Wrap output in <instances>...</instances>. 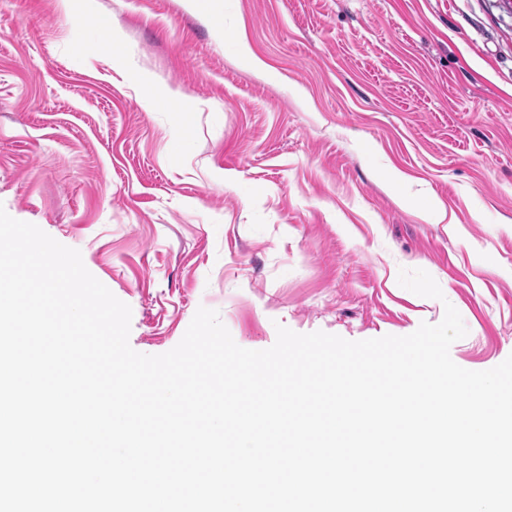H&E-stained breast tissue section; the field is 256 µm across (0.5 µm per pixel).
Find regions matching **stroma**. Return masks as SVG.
<instances>
[{
	"instance_id": "obj_1",
	"label": "stroma",
	"mask_w": 512,
	"mask_h": 512,
	"mask_svg": "<svg viewBox=\"0 0 512 512\" xmlns=\"http://www.w3.org/2000/svg\"><path fill=\"white\" fill-rule=\"evenodd\" d=\"M0 205L80 250L138 352L202 306L263 350L280 324L405 336L449 303L453 361L491 369L512 354V0H0Z\"/></svg>"
}]
</instances>
